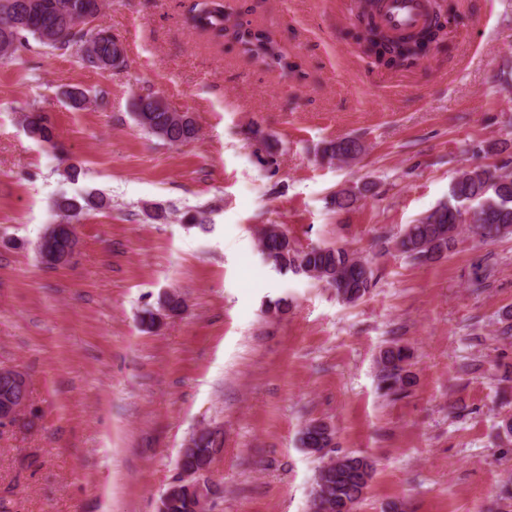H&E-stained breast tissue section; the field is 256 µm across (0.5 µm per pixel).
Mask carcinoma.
Segmentation results:
<instances>
[{"label": "carcinoma", "instance_id": "cac0c4a2", "mask_svg": "<svg viewBox=\"0 0 512 512\" xmlns=\"http://www.w3.org/2000/svg\"><path fill=\"white\" fill-rule=\"evenodd\" d=\"M26 7L21 0H0V57L15 50V32L11 22L20 24L23 39L33 38L42 45L69 50L78 47L81 38L70 31L69 20L74 14L95 16L101 9V0H33ZM379 0H365L359 17L365 20L362 33L367 35V51L391 66L421 52L416 41L419 32L403 36L389 34L378 22ZM197 27L223 38L232 32V38L242 45L244 52L268 58L283 69L291 67L287 56L264 32L240 26L225 25L224 10L212 0L199 3ZM97 57L82 56L83 62L102 69L112 61V48L116 41L105 32L97 33ZM134 119L145 131L159 140L177 144L194 140L198 128L186 112H176L160 98L141 96L135 103ZM27 127L32 136L49 142L52 128L40 113L27 117ZM363 143L357 138L345 137L331 140L323 146L322 158L332 163L349 164L364 152ZM64 222L49 227L36 242L38 254L44 252L72 253L78 246L76 225L79 216L105 207L103 197L89 193L83 197L60 196L54 201ZM474 213L477 223H465L464 215ZM470 232L484 243L512 236V170L509 164L500 166L472 165L457 171L447 203L413 224L405 225L397 242L400 251L414 261L428 263L451 251L459 237ZM259 247L265 260L280 271H291L325 283L336 289V296L346 303L362 298L370 289L372 272L367 262L337 246H316L299 249L288 234L273 224L261 233ZM409 360L407 349L391 345L381 351L378 358L380 388L387 394H397L410 384L406 369ZM333 432L320 421L308 424L302 432L305 449L324 459L311 491L310 512H356V506L369 487L373 465L365 457L331 455ZM220 449L218 434L210 429L194 433L181 449L176 477L157 507L158 512H204L206 501L195 485L199 469L212 462Z\"/></svg>", "mask_w": 512, "mask_h": 512}]
</instances>
